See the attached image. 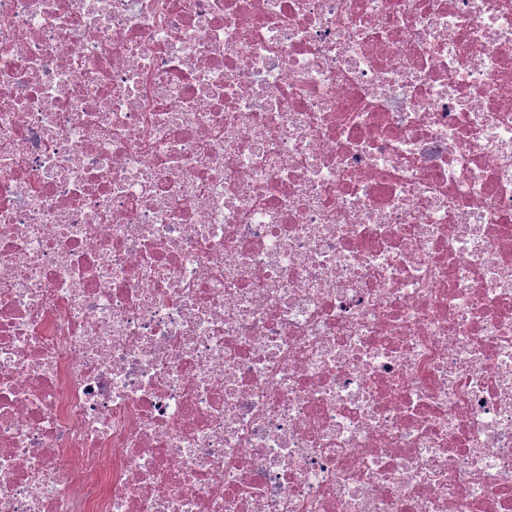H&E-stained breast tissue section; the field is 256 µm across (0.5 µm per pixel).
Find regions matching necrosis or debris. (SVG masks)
Masks as SVG:
<instances>
[{"instance_id": "1", "label": "necrosis or debris", "mask_w": 512, "mask_h": 512, "mask_svg": "<svg viewBox=\"0 0 512 512\" xmlns=\"http://www.w3.org/2000/svg\"><path fill=\"white\" fill-rule=\"evenodd\" d=\"M0 512H512V0H0Z\"/></svg>"}]
</instances>
